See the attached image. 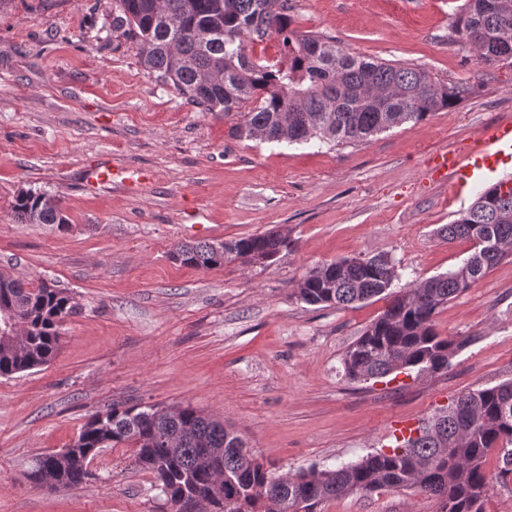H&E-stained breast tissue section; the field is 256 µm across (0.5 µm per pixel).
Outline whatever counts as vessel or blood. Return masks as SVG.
I'll list each match as a JSON object with an SVG mask.
<instances>
[{
	"mask_svg": "<svg viewBox=\"0 0 512 512\" xmlns=\"http://www.w3.org/2000/svg\"><path fill=\"white\" fill-rule=\"evenodd\" d=\"M512 151V122L491 127L478 138L466 154L448 151L436 155L430 167L432 177L447 181L453 193H463L484 174L496 170L507 152ZM89 181L97 185H140L141 172L115 165H104L93 170Z\"/></svg>",
	"mask_w": 512,
	"mask_h": 512,
	"instance_id": "vessel-or-blood-1",
	"label": "vessel or blood"
}]
</instances>
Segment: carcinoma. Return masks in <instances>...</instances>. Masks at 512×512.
I'll return each mask as SVG.
<instances>
[{"mask_svg": "<svg viewBox=\"0 0 512 512\" xmlns=\"http://www.w3.org/2000/svg\"><path fill=\"white\" fill-rule=\"evenodd\" d=\"M112 28L136 43L142 66L162 85H173L204 112L241 113L239 139L268 143L358 145L405 123L422 122L448 110L472 86L445 83L420 67L356 56L335 38L294 27L290 0H113ZM454 42L482 62L512 61V0H466L455 21ZM276 37L280 59L256 63L245 43ZM13 213L20 224H69L64 210L45 195L19 193ZM445 240H465L472 253L462 265L415 283L393 296L383 314L345 352L344 374L352 381L417 370L439 373L473 338L440 337L433 318L501 261L512 258V179L482 191L450 224ZM279 230L230 242L181 243L174 261L202 270L251 254L257 263L288 249ZM397 278L384 254L343 258L309 269L294 295L309 305L348 308L389 294ZM23 326L12 345L0 336V376L46 366L54 359L63 318L78 304L65 288L27 284L0 272V311ZM180 439L173 457L163 454V437ZM129 444L136 463L156 475L171 502L196 485L224 499L221 512H317L325 501L382 489L411 490L434 498L438 512H483L490 490L488 453H498L501 473H512V381L460 393L451 406L396 439V446L369 453L335 469L309 468L276 476L245 450L223 423L191 406L169 412L160 406L112 409L83 427L70 448L75 457ZM224 454V479L200 466V449ZM62 487L77 488L88 476L70 467L56 474Z\"/></svg>", "mask_w": 512, "mask_h": 512, "instance_id": "carcinoma-1", "label": "carcinoma"}]
</instances>
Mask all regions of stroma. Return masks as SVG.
Here are the masks:
<instances>
[{
	"label": "stroma",
	"instance_id": "1",
	"mask_svg": "<svg viewBox=\"0 0 512 512\" xmlns=\"http://www.w3.org/2000/svg\"><path fill=\"white\" fill-rule=\"evenodd\" d=\"M300 30L351 53L428 70L475 94L452 110L357 146L240 140L238 114L204 112L157 84L112 28V0H0V272L68 289L79 314L60 326L49 364L0 378V512H172L130 445L102 449L75 489L31 483L36 455L67 448L112 408L193 406L223 421L275 474L332 468L388 449L461 393L512 380V260L434 317L439 336L471 337L447 371L349 381L342 357L386 309H348L293 293L315 265L383 253L393 291L470 255L437 235L477 188L512 177V158L452 194L432 157L462 152L512 122V63H481L453 40L465 0H292ZM115 163L146 179L87 183ZM59 199L70 220L20 224L19 191ZM270 229L288 251L265 264L200 270L175 263L183 242ZM406 490L350 494L320 512H437Z\"/></svg>",
	"mask_w": 512,
	"mask_h": 512
}]
</instances>
